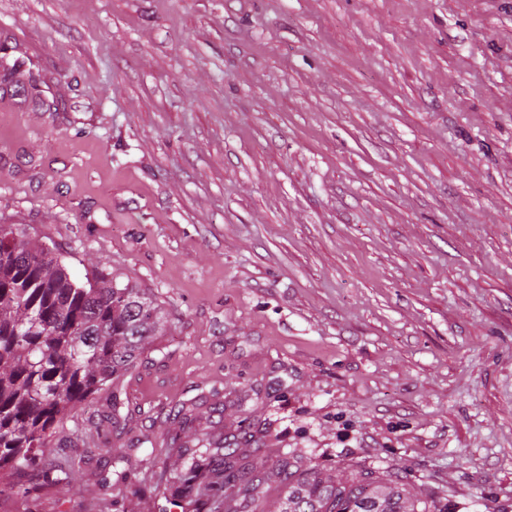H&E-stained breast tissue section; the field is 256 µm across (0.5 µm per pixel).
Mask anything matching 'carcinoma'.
<instances>
[{
    "label": "carcinoma",
    "instance_id": "carcinoma-1",
    "mask_svg": "<svg viewBox=\"0 0 512 512\" xmlns=\"http://www.w3.org/2000/svg\"><path fill=\"white\" fill-rule=\"evenodd\" d=\"M3 80L38 97L32 74L19 62ZM166 320L152 297L100 275L79 283L36 244L21 224L0 225V469L34 472L56 430L95 393L112 386V427L124 429L121 378L139 363ZM184 452L190 464L162 475L164 490L184 512H447L407 495L408 476L348 465L343 480L324 476L304 458L239 459L236 438L204 433ZM283 491L274 506L266 487Z\"/></svg>",
    "mask_w": 512,
    "mask_h": 512
}]
</instances>
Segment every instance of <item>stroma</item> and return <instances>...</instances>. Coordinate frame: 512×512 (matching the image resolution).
Listing matches in <instances>:
<instances>
[{
    "mask_svg": "<svg viewBox=\"0 0 512 512\" xmlns=\"http://www.w3.org/2000/svg\"><path fill=\"white\" fill-rule=\"evenodd\" d=\"M1 43L0 224L168 323L0 512H180L136 488L187 457H115L244 427L512 512V0H0ZM21 68L22 65L18 61H15L12 65H8L6 63L4 66L5 73L3 75V80L14 83L15 87L18 88L17 91L22 90L23 92L30 93L32 97L39 99L37 92L38 86L35 78L30 72L26 76L24 70H21Z\"/></svg>",
    "mask_w": 512,
    "mask_h": 512,
    "instance_id": "stroma-1",
    "label": "stroma"
}]
</instances>
